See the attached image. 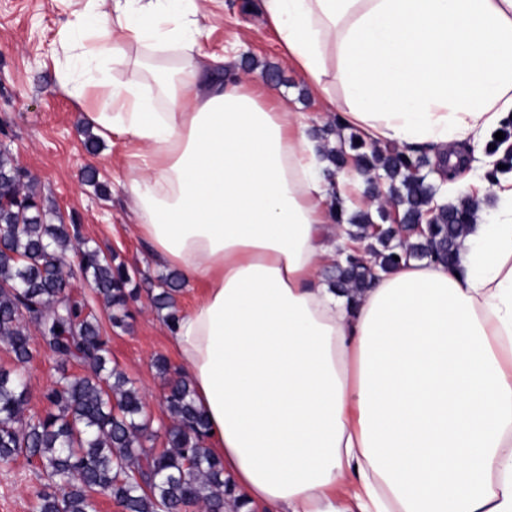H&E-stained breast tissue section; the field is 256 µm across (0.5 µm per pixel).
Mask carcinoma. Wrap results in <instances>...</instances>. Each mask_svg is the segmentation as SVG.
Segmentation results:
<instances>
[{
	"label": "carcinoma",
	"instance_id": "obj_1",
	"mask_svg": "<svg viewBox=\"0 0 512 512\" xmlns=\"http://www.w3.org/2000/svg\"><path fill=\"white\" fill-rule=\"evenodd\" d=\"M332 176L352 163L365 174L363 196L376 208L351 212L337 206L336 223L353 243L367 239L370 259L348 254L326 272L337 291L355 296L374 278L411 260L449 264L459 238L476 219L468 198L433 211L423 219L440 186L427 181L443 159L422 146H380L352 133L339 146H323ZM0 346L15 368L0 367V464L19 457L46 480L35 495L34 512H96L108 497L122 512H225L238 507L223 462L206 448L208 423L197 407L187 377L162 356L155 368L166 384L163 403L169 422L155 429L145 414L134 382L112 364L111 337L71 294L63 263L78 259L94 299L110 310L111 324L127 329L128 304L137 299L135 272L116 257L82 238L80 225L46 222L37 184L26 180L9 150L0 148ZM184 279L172 270L158 278L153 306L178 319ZM37 326L33 342L28 324ZM56 362V378L44 392L46 409L26 414L28 391L18 367L39 350ZM76 362L84 373L69 371ZM163 435L166 447L148 443Z\"/></svg>",
	"mask_w": 512,
	"mask_h": 512
}]
</instances>
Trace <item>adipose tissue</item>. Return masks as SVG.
Masks as SVG:
<instances>
[{"label":"adipose tissue","instance_id":"obj_1","mask_svg":"<svg viewBox=\"0 0 512 512\" xmlns=\"http://www.w3.org/2000/svg\"><path fill=\"white\" fill-rule=\"evenodd\" d=\"M208 0H84L75 26L130 78L73 85L86 128L132 146L137 238L203 291L171 340L239 512H512V173L452 264L323 273L346 242L301 113L200 61ZM282 58L382 144L439 150L512 112V0H260ZM172 66L150 68L155 56Z\"/></svg>","mask_w":512,"mask_h":512}]
</instances>
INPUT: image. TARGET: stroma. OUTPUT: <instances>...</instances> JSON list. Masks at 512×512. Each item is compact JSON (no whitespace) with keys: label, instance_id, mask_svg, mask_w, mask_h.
I'll return each mask as SVG.
<instances>
[{"label":"stroma","instance_id":"1","mask_svg":"<svg viewBox=\"0 0 512 512\" xmlns=\"http://www.w3.org/2000/svg\"><path fill=\"white\" fill-rule=\"evenodd\" d=\"M70 0H0V145L35 177L52 212L77 223L84 238L104 253L137 269L140 296L131 304V327H112L107 312L96 308L103 330L111 336L112 361L135 383L154 424L167 422L163 383L153 367L157 356L178 364L177 352L161 313L150 296L165 268L150 256L133 233L132 203L124 184L130 167L122 144L101 143L88 154L80 116L82 107L68 92L77 75L81 29L71 27ZM203 52L228 57L219 77L243 70L252 59L276 67L273 86L299 103L307 135H315L332 119L320 108V96L278 53L277 36L266 24L258 0H211L200 18ZM94 167L96 183L84 172ZM30 394L28 413L43 412L42 394L53 376V360L40 353L22 370ZM43 481L25 459L0 466V512H33L34 494Z\"/></svg>","mask_w":512,"mask_h":512}]
</instances>
